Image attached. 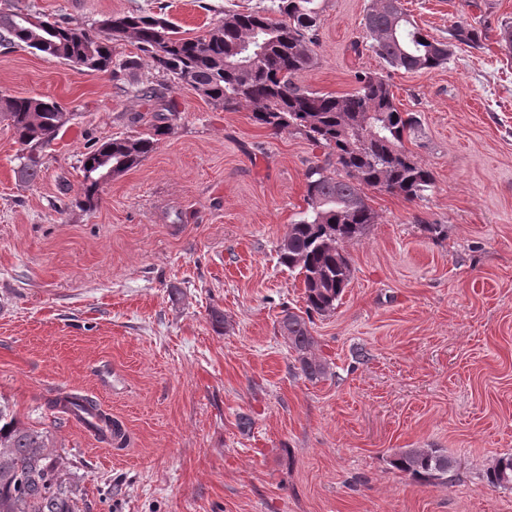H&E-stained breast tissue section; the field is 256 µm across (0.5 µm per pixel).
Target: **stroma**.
Returning <instances> with one entry per match:
<instances>
[{"label": "stroma", "mask_w": 512, "mask_h": 512, "mask_svg": "<svg viewBox=\"0 0 512 512\" xmlns=\"http://www.w3.org/2000/svg\"><path fill=\"white\" fill-rule=\"evenodd\" d=\"M261 2L0 8L85 27L161 10L194 37ZM369 3L324 0L318 64L298 83L343 95L358 74L387 71L364 33ZM402 5L442 41L472 23L478 44L430 71L390 73L399 108L420 119L405 146L435 185L422 201L369 191L378 222L345 244L350 282L309 325L328 366L314 382L280 329L305 302L302 275L277 250L322 150L167 77L169 134L82 209L83 153L144 132L134 117L148 104L109 74L0 46V96H46L72 114L31 185L16 177L20 146L0 119V396L50 435L80 512H512V490L485 480L512 453V57L500 38L512 0ZM61 393L94 400L126 444L49 408ZM405 448L444 449L454 466L415 483L390 464Z\"/></svg>", "instance_id": "1"}]
</instances>
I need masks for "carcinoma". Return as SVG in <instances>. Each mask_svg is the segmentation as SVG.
<instances>
[{"label": "carcinoma", "instance_id": "1", "mask_svg": "<svg viewBox=\"0 0 512 512\" xmlns=\"http://www.w3.org/2000/svg\"><path fill=\"white\" fill-rule=\"evenodd\" d=\"M321 0H269L250 11H226L206 35L184 38L162 12L114 14L93 30L59 21L36 29L26 22L29 9L0 10V45L31 49L91 71L108 72L112 81L128 80L140 63L114 60L113 44L129 39L152 62L160 77L171 76L192 87L207 102L251 107V118L274 132L296 131L326 150L324 164L306 172L307 207L288 225L278 248L279 263L303 275L305 315L287 314L288 346L297 354L300 373L319 380L326 364L312 353L315 338L305 316L336 309L351 279L343 244L363 236L377 223L367 189L422 200L435 184L431 170L406 149L419 129L418 117L395 102L388 76L366 74L354 92L336 96L296 82L317 64ZM369 48L393 71L432 70L448 63L444 42L423 32L400 0H371L363 18ZM450 36L469 47L478 35L456 23ZM152 106L149 132L94 143L83 154L87 166L112 168L119 176L145 160L171 129L175 116L165 95L151 82L135 89ZM0 116L21 146L18 179L37 181L38 149L55 139L69 122L68 112L43 97H0ZM334 172H328L330 166ZM50 407L82 421L90 416L98 437L112 444L115 423L92 400L66 394ZM394 468L418 482L440 480L452 461L433 448H407L394 456ZM495 488L512 489V454L499 457L485 472ZM78 489L67 477L62 455L49 436L23 424L0 398V512H77Z\"/></svg>", "mask_w": 512, "mask_h": 512}]
</instances>
